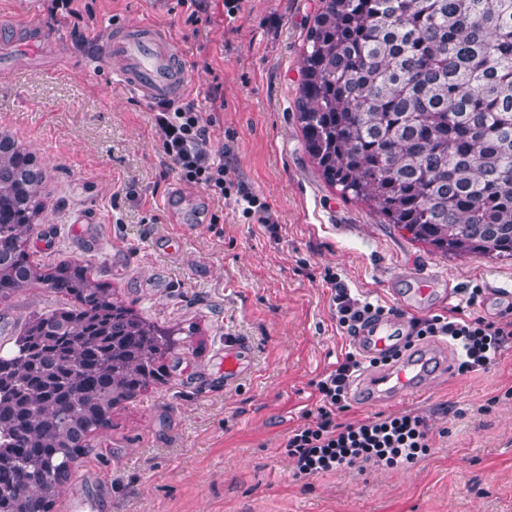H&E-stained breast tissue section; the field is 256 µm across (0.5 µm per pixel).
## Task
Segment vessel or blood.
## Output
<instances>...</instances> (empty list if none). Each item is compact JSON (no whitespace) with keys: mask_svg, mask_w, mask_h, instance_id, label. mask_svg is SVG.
Listing matches in <instances>:
<instances>
[{"mask_svg":"<svg viewBox=\"0 0 512 512\" xmlns=\"http://www.w3.org/2000/svg\"><path fill=\"white\" fill-rule=\"evenodd\" d=\"M31 38L19 50L0 51V71L10 69L16 52H23L31 66H44L39 44L51 41V33L37 20L28 19ZM173 48L162 42L154 30L142 25L115 34L102 52L103 60L113 66L117 77L145 99L159 101L179 96L186 85V75L174 60ZM401 320L396 315L382 316L372 327L361 332L357 345L373 355L395 346L400 339ZM424 361L420 354L401 357L387 368L369 373L357 393L360 401H396L419 396L426 388Z\"/></svg>","mask_w":512,"mask_h":512,"instance_id":"1","label":"vessel or blood"}]
</instances>
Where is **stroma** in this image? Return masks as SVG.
<instances>
[{
    "label": "stroma",
    "instance_id": "35a3bbf8",
    "mask_svg": "<svg viewBox=\"0 0 512 512\" xmlns=\"http://www.w3.org/2000/svg\"><path fill=\"white\" fill-rule=\"evenodd\" d=\"M51 0H0V47L28 40L21 9L55 35V68L18 60L0 75V131L49 175L50 195L29 242L40 265L89 261L94 277L144 319L179 329L165 384L113 410L65 498L77 512H512V347L489 368L439 375L422 397L381 409L351 404L359 422L414 413L430 447L416 463H372L300 478L282 444L316 403L312 379L354 350L336 327L325 270L352 294L386 307L410 275L437 293L403 320L447 314L478 287L480 311L512 308V260L429 251L368 206L343 198L309 160L295 117L301 54L319 0H198V21L177 0H78L100 40L143 23L162 30L204 117L214 149L230 146L232 181L266 203L267 232L233 200L181 182L158 150L150 101L78 42ZM184 222L166 220L171 189ZM64 296L29 287L0 304V351L32 313ZM248 342V368L224 373L227 341Z\"/></svg>",
    "mask_w": 512,
    "mask_h": 512
}]
</instances>
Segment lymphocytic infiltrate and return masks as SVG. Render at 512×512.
Wrapping results in <instances>:
<instances>
[{
	"label": "lymphocytic infiltrate",
	"instance_id": "lymphocytic-infiltrate-1",
	"mask_svg": "<svg viewBox=\"0 0 512 512\" xmlns=\"http://www.w3.org/2000/svg\"><path fill=\"white\" fill-rule=\"evenodd\" d=\"M153 111L159 148L171 171L184 182L234 198L243 215L267 230H275L269 207L249 188L228 180L230 152L214 151L216 128L212 121L203 118L196 99L160 101ZM323 280L331 290L336 323L348 336H356L369 319L384 313V306L352 295L336 273H325ZM479 304L478 293L472 291L464 306L456 307L453 315L411 318L404 349L442 336L458 348L459 374L487 369L512 345V315L486 316L479 311ZM364 364L349 352L331 370L313 380L312 386L319 397L316 408L306 413L305 424L294 429L284 444L286 454L296 461L298 476L350 468L361 462L395 468L414 463L426 452L429 436L424 420L418 415L380 413L362 422L338 421V412L349 406L350 384Z\"/></svg>",
	"mask_w": 512,
	"mask_h": 512
}]
</instances>
